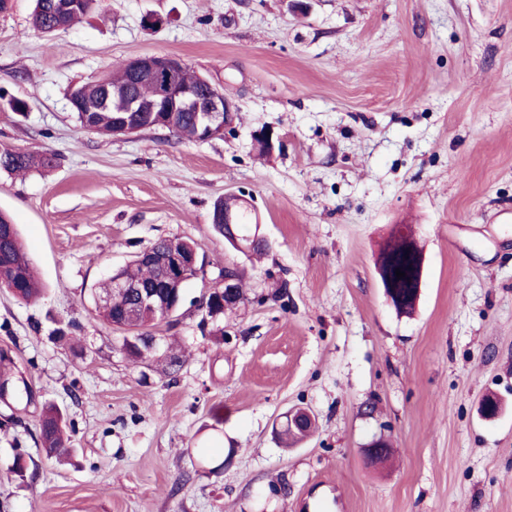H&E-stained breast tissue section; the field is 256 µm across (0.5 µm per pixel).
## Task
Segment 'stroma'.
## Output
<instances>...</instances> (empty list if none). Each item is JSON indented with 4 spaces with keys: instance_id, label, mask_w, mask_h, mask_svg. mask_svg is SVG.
Returning a JSON list of instances; mask_svg holds the SVG:
<instances>
[{
    "instance_id": "obj_1",
    "label": "stroma",
    "mask_w": 512,
    "mask_h": 512,
    "mask_svg": "<svg viewBox=\"0 0 512 512\" xmlns=\"http://www.w3.org/2000/svg\"><path fill=\"white\" fill-rule=\"evenodd\" d=\"M32 10L0 14V147L57 163L0 171L44 285L29 305L0 290V351L33 392L0 402V512H512V0H101L53 36ZM160 53L223 86L231 131L79 128L70 87ZM231 196L264 254L215 231ZM401 225L424 255L409 314L376 268ZM159 238L195 240L205 266L136 362L94 298ZM228 261L245 297L204 318ZM47 404L72 440L58 460ZM297 406L317 427L287 448ZM64 415L54 406H46L39 420V435L47 456H60L68 451L64 432Z\"/></svg>"
}]
</instances>
